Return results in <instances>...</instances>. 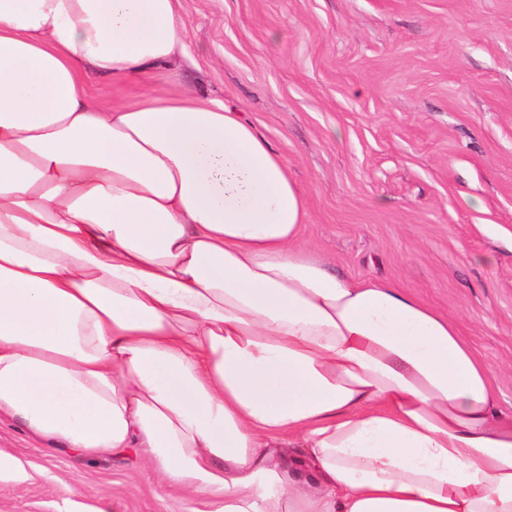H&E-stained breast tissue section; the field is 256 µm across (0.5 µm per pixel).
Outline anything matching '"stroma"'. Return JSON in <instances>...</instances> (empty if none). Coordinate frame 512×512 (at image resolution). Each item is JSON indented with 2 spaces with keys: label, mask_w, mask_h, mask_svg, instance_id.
Wrapping results in <instances>:
<instances>
[{
  "label": "stroma",
  "mask_w": 512,
  "mask_h": 512,
  "mask_svg": "<svg viewBox=\"0 0 512 512\" xmlns=\"http://www.w3.org/2000/svg\"><path fill=\"white\" fill-rule=\"evenodd\" d=\"M156 78L244 112L288 160L303 243L455 320L512 413V0H181ZM150 81L88 80L132 104ZM493 256L485 264L483 256ZM0 512H197L135 450L86 457L0 417Z\"/></svg>",
  "instance_id": "obj_1"
}]
</instances>
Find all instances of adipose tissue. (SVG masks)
Listing matches in <instances>:
<instances>
[{"label":"adipose tissue","instance_id":"obj_1","mask_svg":"<svg viewBox=\"0 0 512 512\" xmlns=\"http://www.w3.org/2000/svg\"><path fill=\"white\" fill-rule=\"evenodd\" d=\"M179 0H0V416L138 449L204 512H512V415L458 326L302 245L287 159L164 84ZM152 87V82L136 79L125 84L112 83V78L107 76H92L88 80L90 94L105 102L133 104Z\"/></svg>","mask_w":512,"mask_h":512}]
</instances>
